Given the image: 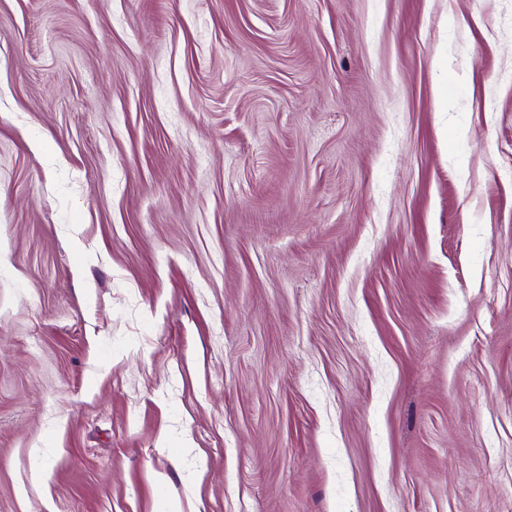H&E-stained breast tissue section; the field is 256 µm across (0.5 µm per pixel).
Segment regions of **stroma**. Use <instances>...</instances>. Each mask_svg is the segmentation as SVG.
Segmentation results:
<instances>
[{"label": "stroma", "mask_w": 512, "mask_h": 512, "mask_svg": "<svg viewBox=\"0 0 512 512\" xmlns=\"http://www.w3.org/2000/svg\"><path fill=\"white\" fill-rule=\"evenodd\" d=\"M0 512H512V0H0Z\"/></svg>", "instance_id": "1"}]
</instances>
